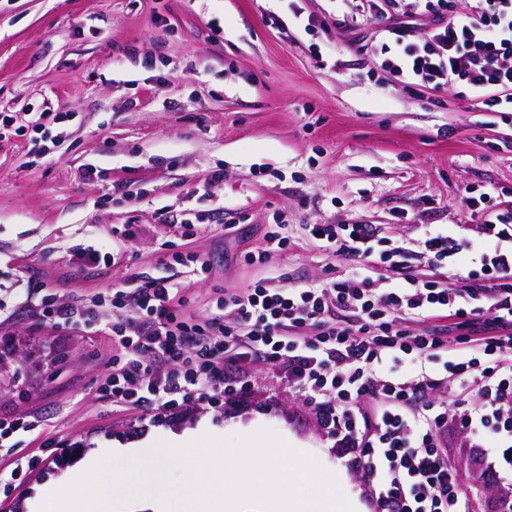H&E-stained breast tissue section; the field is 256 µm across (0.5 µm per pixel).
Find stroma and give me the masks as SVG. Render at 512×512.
I'll use <instances>...</instances> for the list:
<instances>
[{"instance_id":"stroma-1","label":"stroma","mask_w":512,"mask_h":512,"mask_svg":"<svg viewBox=\"0 0 512 512\" xmlns=\"http://www.w3.org/2000/svg\"><path fill=\"white\" fill-rule=\"evenodd\" d=\"M346 9L342 0H0V113L20 128L0 140V285L16 304L0 323V352L10 353L0 417L41 422L0 447V512H39V488L91 449L200 426L215 438L252 426L276 433L342 473L367 512L358 473L278 367L228 373L219 403L127 410L100 390L111 336L56 328L24 305L45 295L87 305L130 277L168 276L184 320L229 319L216 308L224 292L300 287L335 269L306 225L358 221L405 241L428 224L469 235L480 217L465 189L512 185V112L485 111L453 87H406L381 70L372 27L352 45L329 23ZM29 112L44 113L40 130L26 128ZM90 165L105 179L84 180ZM116 182L126 195L113 194ZM276 210L291 249L248 263ZM185 219L196 223L186 237ZM100 242L113 245L112 266L71 263L73 246ZM171 242L207 270L174 264Z\"/></svg>"}]
</instances>
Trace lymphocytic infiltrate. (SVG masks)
<instances>
[{"instance_id": "obj_1", "label": "lymphocytic infiltrate", "mask_w": 512, "mask_h": 512, "mask_svg": "<svg viewBox=\"0 0 512 512\" xmlns=\"http://www.w3.org/2000/svg\"><path fill=\"white\" fill-rule=\"evenodd\" d=\"M337 27L374 26L381 67L406 84L460 86L487 110L512 109V0H350ZM512 189L466 193L481 217L476 238L425 227L421 255L445 281L413 274L407 243L370 224H311L309 235L344 264L342 274L288 290L260 285L224 295L222 316L181 320L169 277L130 279L110 297L76 306L44 299L35 318L59 329L99 322L119 352L103 392L145 412L191 396L218 399L224 375L255 359L311 391L312 411L360 475L372 512H469L445 452L449 430L470 441L475 483L512 469ZM133 307L136 322L108 321L106 305ZM440 320L413 333L417 318ZM448 388V403L430 395Z\"/></svg>"}]
</instances>
